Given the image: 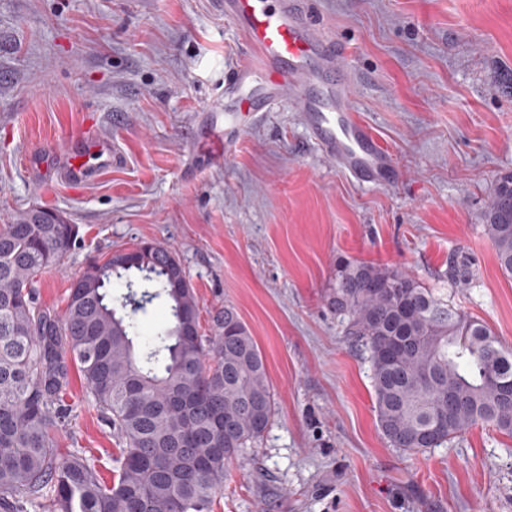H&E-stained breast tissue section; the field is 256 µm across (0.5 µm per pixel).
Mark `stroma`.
Instances as JSON below:
<instances>
[{"label": "stroma", "instance_id": "1", "mask_svg": "<svg viewBox=\"0 0 512 512\" xmlns=\"http://www.w3.org/2000/svg\"><path fill=\"white\" fill-rule=\"evenodd\" d=\"M310 13L348 48L355 107L397 163L391 185L353 183L287 105L231 153L199 157L200 138L224 131L204 108L243 55L214 0H0V225L35 205L78 225L35 284L55 311L72 277L147 241L183 264L202 334L226 306L245 322L275 412L212 512H512V437L479 425L422 454L391 447L365 355L327 303L338 261L389 265L512 349V278L480 222L512 171V0H310ZM89 123L122 153L95 182L29 166ZM453 255L469 283L449 280ZM66 399L55 448L111 479L124 443L78 371Z\"/></svg>", "mask_w": 512, "mask_h": 512}]
</instances>
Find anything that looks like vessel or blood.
<instances>
[{
	"label": "vessel or blood",
	"instance_id": "obj_1",
	"mask_svg": "<svg viewBox=\"0 0 512 512\" xmlns=\"http://www.w3.org/2000/svg\"><path fill=\"white\" fill-rule=\"evenodd\" d=\"M247 54L224 74V98L211 111L224 115V147L232 149L246 123L295 107L324 157L356 183L387 186L396 176L392 152L357 112L344 47L316 25L307 0H216ZM61 176L94 180L120 160L111 138L74 132L56 156Z\"/></svg>",
	"mask_w": 512,
	"mask_h": 512
}]
</instances>
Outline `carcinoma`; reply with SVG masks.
I'll use <instances>...</instances> for the list:
<instances>
[{
	"instance_id": "obj_1",
	"label": "carcinoma",
	"mask_w": 512,
	"mask_h": 512,
	"mask_svg": "<svg viewBox=\"0 0 512 512\" xmlns=\"http://www.w3.org/2000/svg\"><path fill=\"white\" fill-rule=\"evenodd\" d=\"M481 221L511 277L512 172L496 180ZM78 235L44 208L0 226V512H211L229 463L274 412L261 351L229 306L201 335L185 268L152 243L92 265L69 287L63 315L43 307L34 279ZM114 280L127 292L112 296ZM155 300L173 321L145 337L136 313ZM329 301L366 353L393 447L423 453L477 425L512 436V352L448 294L399 268L341 261ZM71 363L126 445L109 482L53 448Z\"/></svg>"
}]
</instances>
